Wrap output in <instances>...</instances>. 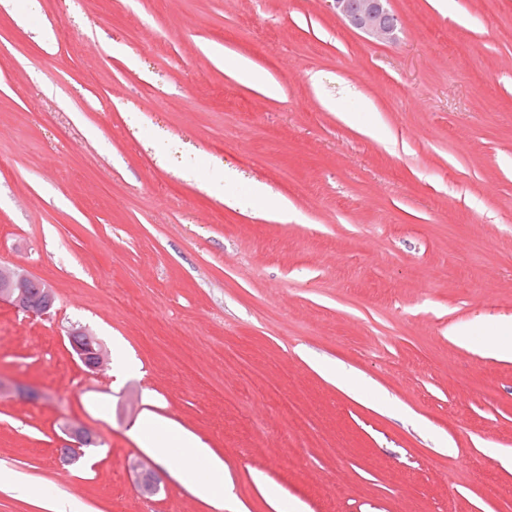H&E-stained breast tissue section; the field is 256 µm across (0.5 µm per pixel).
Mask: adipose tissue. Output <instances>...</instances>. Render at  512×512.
Wrapping results in <instances>:
<instances>
[{
	"label": "adipose tissue",
	"instance_id": "1",
	"mask_svg": "<svg viewBox=\"0 0 512 512\" xmlns=\"http://www.w3.org/2000/svg\"><path fill=\"white\" fill-rule=\"evenodd\" d=\"M131 434L140 448L199 499L223 508L232 479L222 458L193 432L144 412Z\"/></svg>",
	"mask_w": 512,
	"mask_h": 512
}]
</instances>
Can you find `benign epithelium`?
I'll use <instances>...</instances> for the list:
<instances>
[{
	"label": "benign epithelium",
	"mask_w": 512,
	"mask_h": 512,
	"mask_svg": "<svg viewBox=\"0 0 512 512\" xmlns=\"http://www.w3.org/2000/svg\"><path fill=\"white\" fill-rule=\"evenodd\" d=\"M328 9L380 42H392L400 28L398 16L390 8V0H324ZM0 300L27 315H43L53 306L55 291L46 281L32 276L25 268L0 263ZM69 345L78 360L90 371L102 369L108 362V353L94 332L87 326L72 324L66 330ZM137 491L140 496H154L160 477L150 469L134 463Z\"/></svg>",
	"instance_id": "obj_1"
}]
</instances>
